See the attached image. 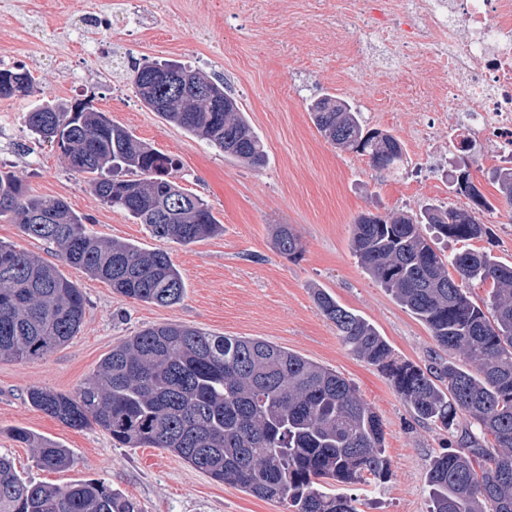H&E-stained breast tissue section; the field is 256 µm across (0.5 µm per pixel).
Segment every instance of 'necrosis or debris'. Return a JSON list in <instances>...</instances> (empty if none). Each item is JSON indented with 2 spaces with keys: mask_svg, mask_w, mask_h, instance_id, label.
Listing matches in <instances>:
<instances>
[{
  "mask_svg": "<svg viewBox=\"0 0 512 512\" xmlns=\"http://www.w3.org/2000/svg\"><path fill=\"white\" fill-rule=\"evenodd\" d=\"M344 18L389 48L406 26L421 63L448 78L440 111L456 113L460 135H487L512 157V0H379L371 14L352 0Z\"/></svg>",
  "mask_w": 512,
  "mask_h": 512,
  "instance_id": "obj_1",
  "label": "necrosis or debris"
}]
</instances>
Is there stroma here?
<instances>
[{
    "mask_svg": "<svg viewBox=\"0 0 512 512\" xmlns=\"http://www.w3.org/2000/svg\"><path fill=\"white\" fill-rule=\"evenodd\" d=\"M344 7L345 0H0V55L26 65L35 79L31 96L0 98V169L32 195L65 199L99 236L167 251L186 286L183 301L170 307L123 297L0 218V241L58 263L87 303L81 330L67 345L43 360L0 362V450L22 477L55 484L101 479L142 512H287L284 503L214 481L167 450L118 448L99 428L73 429L30 405V388L74 391L113 346L179 322L267 340L349 380L383 423L390 472L376 484L334 485L333 493L354 498L358 512H427L428 463L453 438L419 421L387 377L342 344L312 291L327 289L368 320L398 359L424 367L436 357L426 325L358 265L351 236L363 213L467 207L453 190L456 115L438 111L441 83L411 59L370 43L355 50L359 34L343 23ZM103 14L111 17L104 31L94 26ZM144 59L184 63L224 82L264 144L263 166L240 163L146 108L130 71ZM328 95L352 102L369 127L401 141L399 174L378 172L368 157L323 138L308 106ZM413 97L436 110L435 119L410 109ZM85 98L177 159L176 182L209 205L223 232L189 246L152 237L103 204L56 144L31 135V108ZM485 222L487 235L466 244L444 240L437 251L448 257L469 247L511 264L512 220ZM280 224L300 237L299 259L276 251ZM15 427L70 448L74 467L38 468L30 449L12 441Z\"/></svg>",
    "mask_w": 512,
    "mask_h": 512,
    "instance_id": "stroma-1",
    "label": "stroma"
}]
</instances>
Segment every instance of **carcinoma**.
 Returning <instances> with one entry per match:
<instances>
[{
  "label": "carcinoma",
  "instance_id": "1",
  "mask_svg": "<svg viewBox=\"0 0 512 512\" xmlns=\"http://www.w3.org/2000/svg\"><path fill=\"white\" fill-rule=\"evenodd\" d=\"M194 69L172 61L133 63L139 69ZM25 85L0 98L27 96L33 78L1 69L0 83ZM163 118L249 165L265 161L260 137L240 108L213 118L204 98H175L156 89ZM326 96L309 111L322 136L397 173L404 150L392 135L365 124L361 110ZM30 130L59 141L71 168L88 175L100 200L125 211L151 235L186 246L214 236L221 224L209 206L174 181L178 162L108 120L90 102L47 104L27 115ZM500 198L476 192L471 210L427 205L418 215L393 213L352 224L361 268L427 326L448 361L422 368L399 362L378 330L321 288L314 291L342 343L391 382L417 419L452 433L455 448L431 458L427 512H512V266L486 251L444 259L437 238L468 241L486 233L483 214L512 212V167L493 173ZM167 203L166 213L159 205ZM0 217L27 236L54 245L61 259L103 280L123 297L172 306L185 296L184 277L163 250L102 238L62 198L28 194L0 172ZM276 250L302 254L298 235L281 224ZM456 275H451L450 271ZM491 282L488 301L468 295ZM82 289L54 264L0 241V361L42 359L68 344L85 317ZM29 403L62 424L97 426L126 448H164L218 482L237 485L290 512H357L352 500L328 492L335 484L384 480L390 469L384 430L373 409L344 377L260 338L218 336L181 323L146 328L112 347L96 373L73 392L33 387ZM477 425L480 433L472 430ZM492 440H487V437ZM13 441L33 449L37 467L73 465L70 449L29 430ZM0 512H141L104 481L64 486L34 483L0 453Z\"/></svg>",
  "mask_w": 512,
  "mask_h": 512
}]
</instances>
